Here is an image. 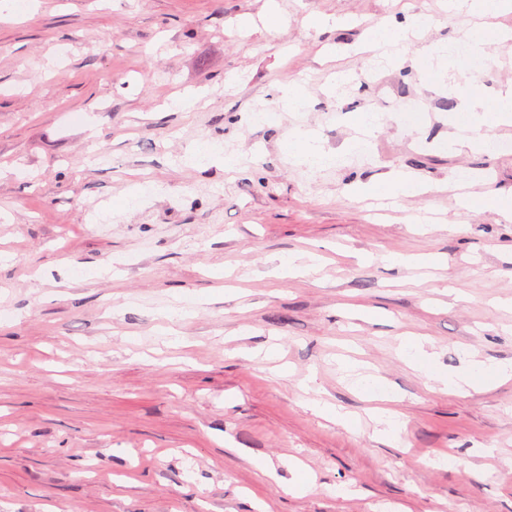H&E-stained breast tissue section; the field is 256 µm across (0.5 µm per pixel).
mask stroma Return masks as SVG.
Here are the masks:
<instances>
[{
	"label": "stroma",
	"instance_id": "obj_1",
	"mask_svg": "<svg viewBox=\"0 0 512 512\" xmlns=\"http://www.w3.org/2000/svg\"><path fill=\"white\" fill-rule=\"evenodd\" d=\"M410 12L426 23L399 65L371 62L366 30ZM478 30L490 96L512 85V39L495 37L512 10L33 0L0 14V512H512V380L451 394L400 349L415 334L448 375L512 361V222L452 187L512 190V143L445 150L471 63L440 86L420 75L427 48ZM287 83L304 109L279 108ZM187 90L202 104L175 108ZM360 112L386 116L369 157L312 170L283 153L297 128L341 147ZM207 141L239 169L187 162ZM400 172L425 192L382 206L353 192ZM344 357L391 397L400 443L378 435ZM292 460L312 490H291Z\"/></svg>",
	"mask_w": 512,
	"mask_h": 512
}]
</instances>
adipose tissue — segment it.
I'll use <instances>...</instances> for the list:
<instances>
[{"label":"adipose tissue","mask_w":512,"mask_h":512,"mask_svg":"<svg viewBox=\"0 0 512 512\" xmlns=\"http://www.w3.org/2000/svg\"><path fill=\"white\" fill-rule=\"evenodd\" d=\"M424 18L419 14L407 15L400 25L380 24L370 29L366 47L368 51L386 59L398 57L404 48L411 31L419 28ZM466 122L459 133L447 143L451 152L469 150L489 152L492 138L485 133L487 125L512 124V86L500 92L494 99L485 100L478 85L472 84L461 95ZM356 123L362 128L361 139L347 142L343 147L326 150L319 137L308 130L298 129L290 132L283 141V147L289 157L316 169L338 165L351 154H366L370 151V139L382 126L383 116H356Z\"/></svg>","instance_id":"adipose-tissue-1"}]
</instances>
